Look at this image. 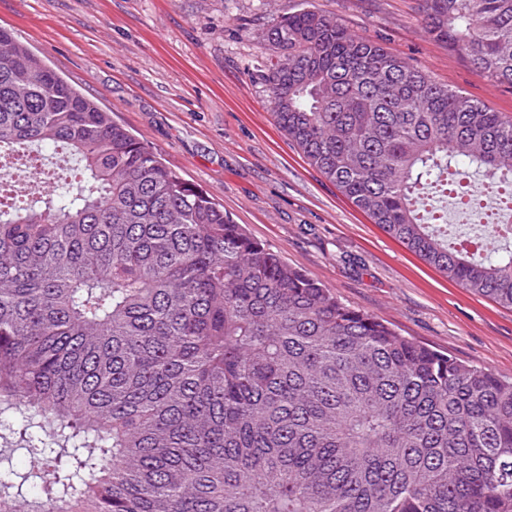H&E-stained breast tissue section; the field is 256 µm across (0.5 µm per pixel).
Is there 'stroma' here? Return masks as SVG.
I'll return each instance as SVG.
<instances>
[{"instance_id":"obj_1","label":"stroma","mask_w":512,"mask_h":512,"mask_svg":"<svg viewBox=\"0 0 512 512\" xmlns=\"http://www.w3.org/2000/svg\"><path fill=\"white\" fill-rule=\"evenodd\" d=\"M304 8L496 112L512 86L429 36L423 0H0V27L345 304L512 377V308L451 284L310 167L271 117L265 31Z\"/></svg>"}]
</instances>
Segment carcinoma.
I'll list each match as a JSON object with an SVG mask.
<instances>
[{
  "label": "carcinoma",
  "instance_id": "1",
  "mask_svg": "<svg viewBox=\"0 0 512 512\" xmlns=\"http://www.w3.org/2000/svg\"><path fill=\"white\" fill-rule=\"evenodd\" d=\"M425 28L512 85V0H423ZM264 40L278 127L389 236L512 307V117L301 9ZM80 158L84 186L0 205V512H512V379L351 308L181 179L0 28V152Z\"/></svg>",
  "mask_w": 512,
  "mask_h": 512
}]
</instances>
